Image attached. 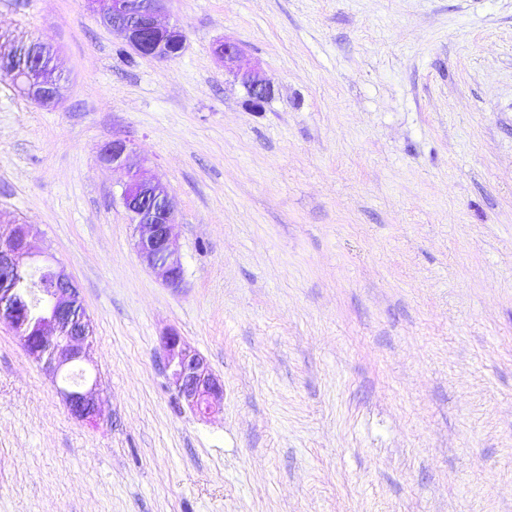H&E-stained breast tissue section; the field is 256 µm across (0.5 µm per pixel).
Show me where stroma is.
Masks as SVG:
<instances>
[{"mask_svg": "<svg viewBox=\"0 0 512 512\" xmlns=\"http://www.w3.org/2000/svg\"><path fill=\"white\" fill-rule=\"evenodd\" d=\"M168 7L186 42L158 60L86 0H0V46L62 75L51 108L0 77V227L72 278L100 384L76 419L0 324V512H512V0ZM115 139L176 200L180 288L135 252ZM216 54L224 61L225 71H229L240 80L247 93V103L253 108H261L272 96L273 85L255 67H243L241 64L243 50L230 40L219 45ZM128 152V145L126 141L115 139L111 142L105 143L99 150V159L114 167H122L125 165V160ZM164 363L179 395L190 408L209 414L220 404L223 384L212 375L204 359L189 350L177 334L166 337Z\"/></svg>", "mask_w": 512, "mask_h": 512, "instance_id": "stroma-1", "label": "stroma"}]
</instances>
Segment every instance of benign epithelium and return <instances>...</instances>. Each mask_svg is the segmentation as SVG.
Segmentation results:
<instances>
[{"label":"benign epithelium","instance_id":"benign-epithelium-1","mask_svg":"<svg viewBox=\"0 0 512 512\" xmlns=\"http://www.w3.org/2000/svg\"><path fill=\"white\" fill-rule=\"evenodd\" d=\"M170 0H88L90 10L122 44L144 57L167 60L181 53L185 34L178 25L161 22ZM224 69L240 80L247 93V103L262 107L273 94V85L255 67L241 64L243 50L230 40L216 48ZM55 56L34 42H21L0 51V67L9 70L15 87L42 106H54L58 100L60 75L56 74ZM128 152L126 141L114 139L99 150V159L122 167ZM121 199L130 220L136 226V250L141 261L171 287L183 279V265L172 247L176 224V206L168 186L139 172L129 175ZM35 228L31 224H13L0 239V322L9 324L22 337L27 355L53 379L67 367L83 360L86 349L88 318L77 308L76 287L64 269L32 250ZM49 274L53 287L47 294L32 289L31 303L23 310L13 309L18 281L30 280L33 267ZM165 368L170 372L179 395L188 406L209 414L220 404L223 384L212 375L204 359L189 350L180 336L172 334L165 341ZM97 384L91 387H61L59 392L73 416L93 421L97 413Z\"/></svg>","mask_w":512,"mask_h":512}]
</instances>
